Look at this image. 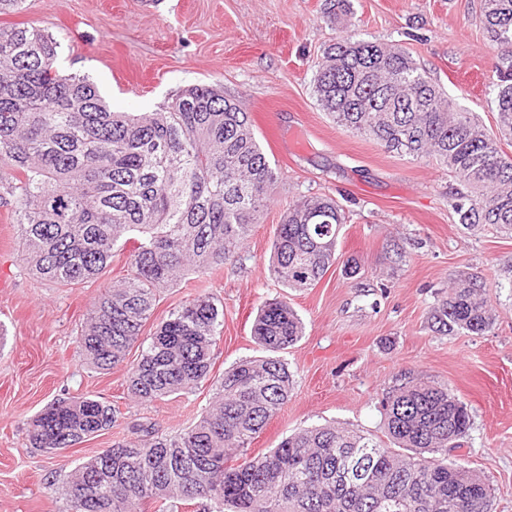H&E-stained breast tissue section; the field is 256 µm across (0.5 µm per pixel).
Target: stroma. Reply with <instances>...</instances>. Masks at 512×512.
Wrapping results in <instances>:
<instances>
[{
  "mask_svg": "<svg viewBox=\"0 0 512 512\" xmlns=\"http://www.w3.org/2000/svg\"><path fill=\"white\" fill-rule=\"evenodd\" d=\"M26 0L0 27L44 30L60 44L61 74H85L115 112H153L188 85L219 83L246 105L280 179L244 250L218 275L163 289L145 334L187 299L212 295L223 311L210 381L175 398L140 403L130 367L102 373L83 361L78 330L105 288L122 277L117 256L96 280L37 281L21 260L14 203L0 197V512H62L57 492L76 465L147 424L172 435L213 400V382L262 356L251 328L259 307L286 298L304 334L280 357L294 375L288 402L252 441L257 455L288 434L333 423L386 441L381 401L398 380L446 387L472 426L449 459L479 471L493 512H512V237L464 230L450 205L457 180L431 162L387 152L336 125L313 92L315 66L344 33L324 0ZM480 0H350L357 37L406 48L458 106L497 128L490 105L497 50L477 15ZM333 196L349 221L337 260L313 287L283 288L270 274L272 244L289 202ZM357 262L350 275L346 267ZM483 276L495 324L482 335L435 331L432 308L460 272ZM90 397L119 407L112 429L49 457L30 448L32 418L55 399Z\"/></svg>",
  "mask_w": 512,
  "mask_h": 512,
  "instance_id": "obj_1",
  "label": "stroma"
}]
</instances>
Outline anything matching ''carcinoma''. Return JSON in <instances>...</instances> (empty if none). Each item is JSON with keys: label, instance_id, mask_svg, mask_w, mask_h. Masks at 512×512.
I'll return each mask as SVG.
<instances>
[{"label": "carcinoma", "instance_id": "obj_1", "mask_svg": "<svg viewBox=\"0 0 512 512\" xmlns=\"http://www.w3.org/2000/svg\"><path fill=\"white\" fill-rule=\"evenodd\" d=\"M347 0H325L329 21ZM481 23L500 50L491 105L494 135L420 72L403 47L349 34L324 50L316 100L336 124L390 153L448 168L460 188L452 208L464 230L512 235V0H481ZM58 45L25 27H0V188L14 198L23 260L61 285L95 280L118 254L126 274L96 300L78 338L84 360L108 372L141 347L128 390L141 402L189 393L207 380L221 313L209 296L186 300L143 336L161 288L205 275L242 252L274 200L278 175L242 101L220 85H193L157 112H114L89 78L62 75ZM347 216L327 195L288 204L270 271L288 289L310 288L336 262ZM483 278L459 274L434 309L438 331L483 335L493 309ZM284 299L260 309L255 342L266 352L224 371L212 406L174 436L152 427L86 458L62 485L63 512H144L168 501L205 512H492L469 467L448 460L471 429L450 390L403 382L384 403L400 454L334 424L294 432L270 451L248 447L288 401L293 376L279 353L303 336ZM117 411L92 398H60L31 422V447L47 455L112 428Z\"/></svg>", "mask_w": 512, "mask_h": 512}]
</instances>
